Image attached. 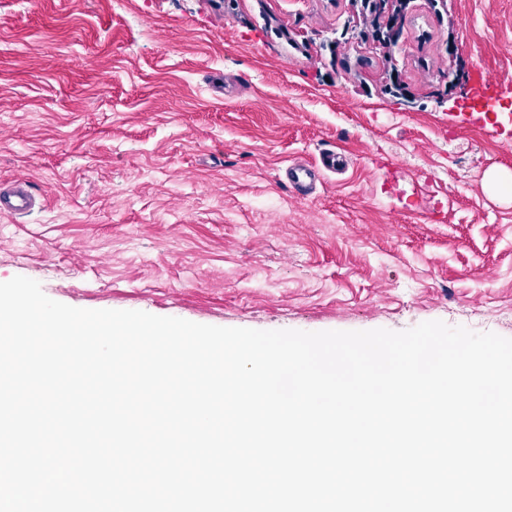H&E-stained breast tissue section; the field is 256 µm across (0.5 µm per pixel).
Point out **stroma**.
I'll return each mask as SVG.
<instances>
[{
  "label": "stroma",
  "instance_id": "1",
  "mask_svg": "<svg viewBox=\"0 0 512 512\" xmlns=\"http://www.w3.org/2000/svg\"><path fill=\"white\" fill-rule=\"evenodd\" d=\"M347 0H0V282L221 327L512 338V0H411L388 52ZM407 88L383 90L388 64ZM345 173L295 199V160ZM348 165L349 160L341 150H336V147L325 149L314 163L297 161L288 164L286 181L294 198L307 201L312 199L317 183L321 182L324 174L342 173ZM36 197L28 180L17 178L7 185L0 184V214L21 215L31 211Z\"/></svg>",
  "mask_w": 512,
  "mask_h": 512
}]
</instances>
